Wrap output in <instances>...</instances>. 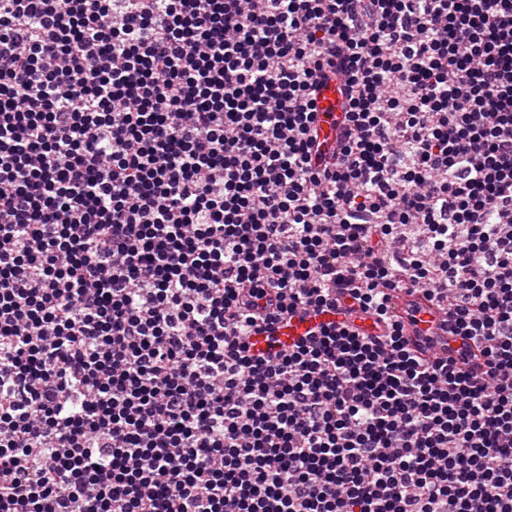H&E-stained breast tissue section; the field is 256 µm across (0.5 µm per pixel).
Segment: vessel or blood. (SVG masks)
<instances>
[{
  "label": "vessel or blood",
  "instance_id": "vessel-or-blood-1",
  "mask_svg": "<svg viewBox=\"0 0 512 512\" xmlns=\"http://www.w3.org/2000/svg\"><path fill=\"white\" fill-rule=\"evenodd\" d=\"M343 97L336 82L321 86L317 93L315 128L322 149H332L341 132L344 114ZM389 307L403 328V338L416 355L426 360H444L466 350V343L450 336V323L445 309L438 307L420 291L403 288L389 293ZM332 314L297 317L288 326L279 328L277 335L282 346H290L300 336L321 322L332 321Z\"/></svg>",
  "mask_w": 512,
  "mask_h": 512
}]
</instances>
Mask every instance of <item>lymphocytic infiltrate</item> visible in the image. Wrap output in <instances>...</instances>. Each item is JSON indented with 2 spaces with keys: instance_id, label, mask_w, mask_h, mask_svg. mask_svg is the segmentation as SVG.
<instances>
[{
  "instance_id": "1",
  "label": "lymphocytic infiltrate",
  "mask_w": 512,
  "mask_h": 512,
  "mask_svg": "<svg viewBox=\"0 0 512 512\" xmlns=\"http://www.w3.org/2000/svg\"><path fill=\"white\" fill-rule=\"evenodd\" d=\"M0 512H512V0H0ZM343 97L335 81L325 83L317 92V116L315 128L317 141L323 150H331L342 132L344 112ZM389 307L403 328L407 347L426 360H446L468 351L465 342L448 336L450 323L445 309L421 291L403 288L389 292ZM339 314L326 313L322 315H307L303 318L299 316L288 322V327H281L275 332L283 348H288L299 336H306L309 330L321 322L335 321Z\"/></svg>"
}]
</instances>
